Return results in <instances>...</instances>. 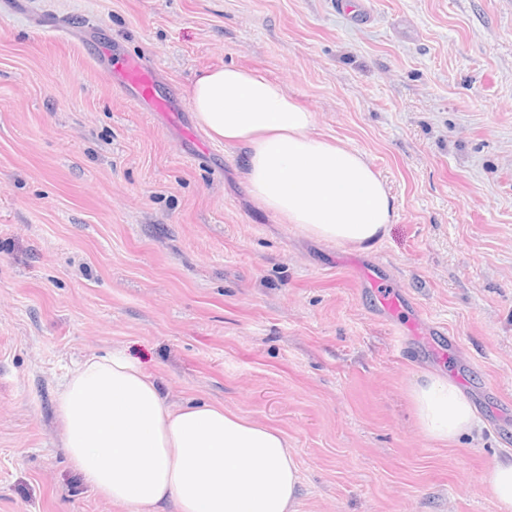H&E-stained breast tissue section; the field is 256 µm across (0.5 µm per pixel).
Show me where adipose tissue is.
<instances>
[{
  "label": "adipose tissue",
  "mask_w": 512,
  "mask_h": 512,
  "mask_svg": "<svg viewBox=\"0 0 512 512\" xmlns=\"http://www.w3.org/2000/svg\"><path fill=\"white\" fill-rule=\"evenodd\" d=\"M198 124L243 145L247 190L307 234L370 250L394 222L396 202L365 154L312 136L314 112L279 82L224 66L189 89ZM427 439L456 442L476 408L449 378L426 374L409 390ZM60 446L103 499L131 512H298L300 468L280 430L207 402L175 408L135 361L112 352L85 358L57 393ZM482 484L512 512V454Z\"/></svg>",
  "instance_id": "adipose-tissue-1"
}]
</instances>
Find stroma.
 I'll use <instances>...</instances> for the list:
<instances>
[{
    "label": "stroma",
    "instance_id": "obj_1",
    "mask_svg": "<svg viewBox=\"0 0 512 512\" xmlns=\"http://www.w3.org/2000/svg\"><path fill=\"white\" fill-rule=\"evenodd\" d=\"M0 0V512H127L59 446L57 392L123 352L169 402L282 430L299 512H497L512 452V0ZM153 70L139 106L101 53ZM234 65L284 84L313 136L396 201L358 251L249 195L188 89ZM404 312L378 309L362 271ZM449 377L480 424L426 439L408 395ZM482 484L500 512H511L512 454L497 459L482 475Z\"/></svg>",
    "mask_w": 512,
    "mask_h": 512
}]
</instances>
